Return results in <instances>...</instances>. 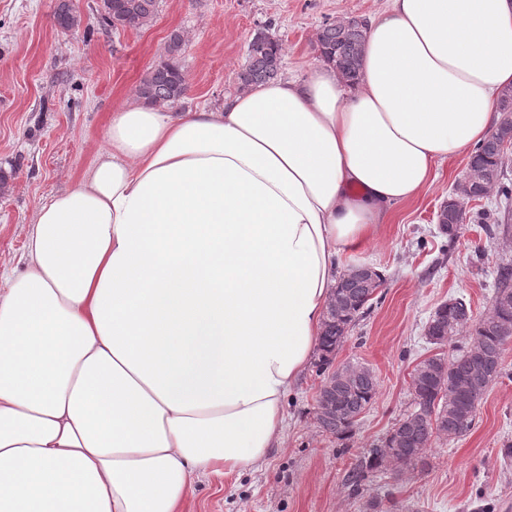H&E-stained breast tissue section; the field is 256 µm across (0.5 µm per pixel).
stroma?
Listing matches in <instances>:
<instances>
[{
  "instance_id": "1",
  "label": "stroma",
  "mask_w": 512,
  "mask_h": 512,
  "mask_svg": "<svg viewBox=\"0 0 512 512\" xmlns=\"http://www.w3.org/2000/svg\"><path fill=\"white\" fill-rule=\"evenodd\" d=\"M56 0H0V263L21 268L26 225L45 199L78 181L105 145L112 113L138 98L148 70L166 53L169 36L185 40L180 64L187 91L176 112L218 106L235 91L247 46L264 22L282 45V73L306 77L318 65L324 21L370 18L390 0H159L153 21L139 29L101 26L99 0H73L83 24L61 32ZM469 162L440 164L433 185L396 205L377 238L346 253L343 268L368 264L384 279L372 307L351 326L334 353L336 367L364 366L378 393L345 439L322 431L316 410L322 384L309 365L283 403V445L262 470L233 483L209 475L191 491V512H365L369 498L389 512H512V342L504 377L486 393L474 428L458 440L433 441L425 466L368 475L359 491L347 476L360 468L395 423L414 409L411 373L419 362L452 358L458 335L431 343L426 326L437 307L461 298L474 315L488 312L498 268L512 266V232L489 230L477 212L512 216L496 195L463 200L456 239L438 229L437 213Z\"/></svg>"
}]
</instances>
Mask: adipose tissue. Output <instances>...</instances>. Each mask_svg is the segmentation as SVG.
<instances>
[{
	"instance_id": "obj_1",
	"label": "adipose tissue",
	"mask_w": 512,
	"mask_h": 512,
	"mask_svg": "<svg viewBox=\"0 0 512 512\" xmlns=\"http://www.w3.org/2000/svg\"><path fill=\"white\" fill-rule=\"evenodd\" d=\"M512 0H391L333 65L217 108L113 112L0 268V512H184L260 470L346 251L482 142Z\"/></svg>"
}]
</instances>
